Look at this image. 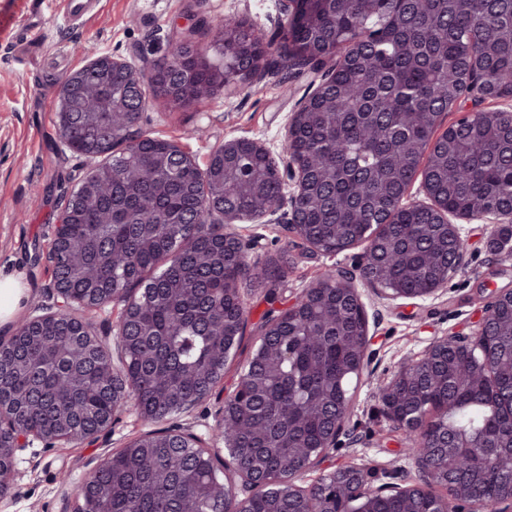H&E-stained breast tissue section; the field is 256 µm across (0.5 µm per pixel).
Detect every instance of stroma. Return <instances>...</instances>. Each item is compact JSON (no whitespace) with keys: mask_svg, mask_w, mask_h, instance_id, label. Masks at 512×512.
Segmentation results:
<instances>
[{"mask_svg":"<svg viewBox=\"0 0 512 512\" xmlns=\"http://www.w3.org/2000/svg\"><path fill=\"white\" fill-rule=\"evenodd\" d=\"M103 4L98 18L70 26L56 0H0V26L14 33L13 38L0 40V272L18 274L27 289L16 319L0 326L5 333L54 303L49 293L54 227L89 167L84 157L61 144L59 89L68 75L88 63L84 47L138 67L163 57L169 41L187 31L206 47L220 23L245 21L267 36L283 23L280 0H103ZM313 78L309 71L298 75L281 69L200 104L181 109L150 104L140 125L153 136L182 145L201 166L231 138L262 141L280 156L288 117L309 94ZM235 229L249 243L252 261L285 258L286 273L270 290L240 285L247 318L241 346L233 351L212 394L166 421L167 426L193 432L206 442L222 398L234 391L241 366L256 348L262 324L292 304L326 267L335 264L358 271L365 250L358 244L328 256L310 249L283 223L244 222ZM498 234V228L488 224L465 225L461 269L434 297L391 301L363 291L374 359L360 377L347 434L339 437L318 468L301 478V485L353 464L372 465L377 484L389 476L400 483L414 480L415 468L404 453L406 434L386 417L378 389L401 361L422 356L433 339L470 334L492 299L493 287L512 289V272L493 247ZM155 428V423L127 408L96 442L61 441L51 447L34 442L19 455L10 491L0 498V512H64L78 497L86 462L105 457ZM62 468L71 472L70 484L59 481Z\"/></svg>","mask_w":512,"mask_h":512,"instance_id":"1","label":"stroma"}]
</instances>
